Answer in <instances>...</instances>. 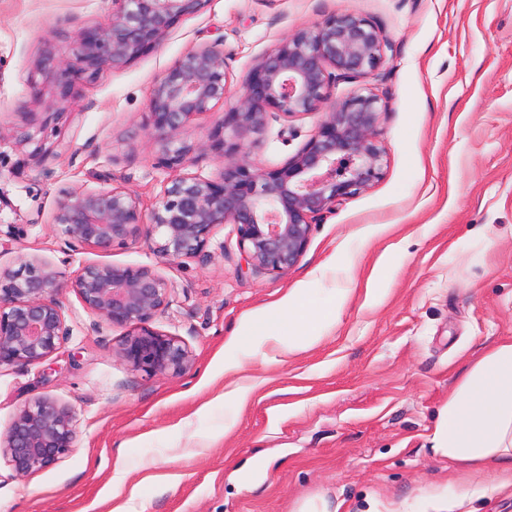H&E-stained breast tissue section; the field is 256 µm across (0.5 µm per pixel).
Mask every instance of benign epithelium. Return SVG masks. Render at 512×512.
Wrapping results in <instances>:
<instances>
[{
	"label": "benign epithelium",
	"mask_w": 512,
	"mask_h": 512,
	"mask_svg": "<svg viewBox=\"0 0 512 512\" xmlns=\"http://www.w3.org/2000/svg\"><path fill=\"white\" fill-rule=\"evenodd\" d=\"M206 0H113L107 20L80 31L73 60L51 73L54 111L44 123L67 113L76 83L105 66L120 68L158 46L178 20L198 12ZM389 42L357 14L329 16L286 36L263 56L246 80L241 97L200 145L223 166L217 178L182 176L156 198L149 221L139 196L126 187L60 193L53 225L71 240L99 251L142 239L163 257H204L215 231L231 226L236 248L256 272L284 274L303 254L312 224L348 198L377 182L386 163L378 139L381 99L368 88L352 91L325 112L302 148L273 169L249 159L250 135L264 129L267 115L290 119L328 104L338 82L366 78L384 60ZM224 53L215 46L188 51L156 80L148 100V122L161 162H188L195 147L182 138L198 114L224 101ZM73 291L110 327L124 330L116 353L152 376H178L194 364L179 337L151 326L167 309L172 282L147 266L88 264L64 280L38 257L19 268L0 269V367L39 363L69 335L57 295ZM76 443L73 411L39 396L25 405L5 435L0 456L15 476L25 478L69 454Z\"/></svg>",
	"instance_id": "7a95c632"
}]
</instances>
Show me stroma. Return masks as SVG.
<instances>
[{
  "mask_svg": "<svg viewBox=\"0 0 512 512\" xmlns=\"http://www.w3.org/2000/svg\"><path fill=\"white\" fill-rule=\"evenodd\" d=\"M111 13L112 0H0V268L39 257L69 280L89 263L156 269L176 290L151 325L183 340L194 366L133 370L116 353L121 330L60 293L67 339L40 363L0 368V433L48 396L74 411L77 446L24 479L0 456V512H295L309 499L343 512H512V487L464 473L430 442L467 360L512 338V0H206L155 49L78 83L57 129L41 128L32 115L55 94L37 61L70 58L76 33ZM348 13L391 44L363 81L385 107L386 164L314 225L287 273L244 269L226 227L209 257L176 261L141 239L99 252L56 230L63 189L123 186L147 212L175 177H218L201 145L259 60ZM206 45L224 52L228 93L190 121L189 162L163 168L151 88ZM323 118L269 116L251 161L282 165ZM21 128L33 142L15 143ZM41 142L55 154L33 157ZM290 292L315 310L344 302L335 323L314 325L313 346L277 363L270 342L243 360L253 320ZM237 364L253 386L242 404L224 396Z\"/></svg>",
  "mask_w": 512,
  "mask_h": 512,
  "instance_id": "1",
  "label": "stroma"
}]
</instances>
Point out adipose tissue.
<instances>
[{"mask_svg":"<svg viewBox=\"0 0 512 512\" xmlns=\"http://www.w3.org/2000/svg\"><path fill=\"white\" fill-rule=\"evenodd\" d=\"M284 319L257 322V337L281 343L289 355L316 343L313 321L335 320L337 306L311 315L300 295L277 303ZM435 454L512 486V339L497 341L472 357L441 407L431 437Z\"/></svg>","mask_w":512,"mask_h":512,"instance_id":"ef3b65f1","label":"adipose tissue"}]
</instances>
